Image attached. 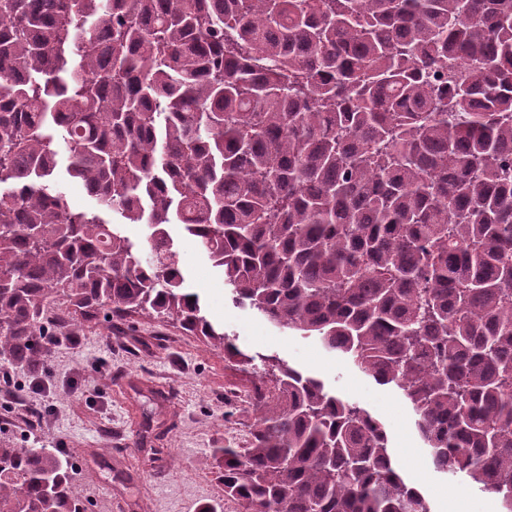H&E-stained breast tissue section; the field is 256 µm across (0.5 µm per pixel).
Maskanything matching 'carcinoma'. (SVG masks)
Returning a JSON list of instances; mask_svg holds the SVG:
<instances>
[{
  "mask_svg": "<svg viewBox=\"0 0 512 512\" xmlns=\"http://www.w3.org/2000/svg\"><path fill=\"white\" fill-rule=\"evenodd\" d=\"M0 86L1 368L47 370L100 313L252 364L186 287L179 224L236 302L399 387L434 468L512 512V0H0ZM264 374L250 439L210 455L225 497L431 512L368 410ZM74 469L0 443V512H84ZM65 158L61 163V170L59 172V182L64 188L69 202L74 208L88 209L94 206V201L86 194L84 188L77 181L71 180L64 173Z\"/></svg>",
  "mask_w": 512,
  "mask_h": 512,
  "instance_id": "obj_1",
  "label": "carcinoma"
}]
</instances>
